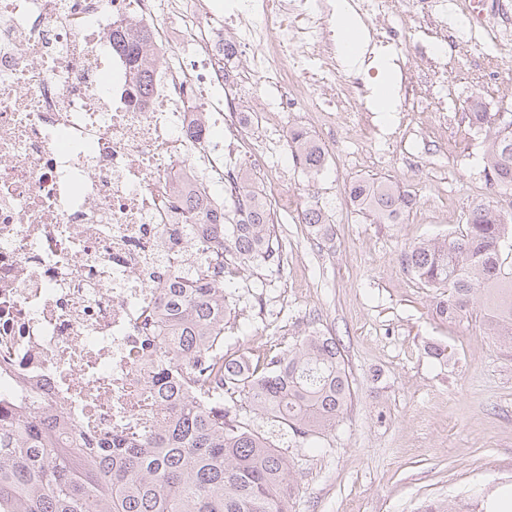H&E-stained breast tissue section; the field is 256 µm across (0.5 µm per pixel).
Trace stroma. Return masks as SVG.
<instances>
[{
	"label": "stroma",
	"instance_id": "stroma-1",
	"mask_svg": "<svg viewBox=\"0 0 512 512\" xmlns=\"http://www.w3.org/2000/svg\"><path fill=\"white\" fill-rule=\"evenodd\" d=\"M401 31L412 45L402 72L414 92L395 112L340 113L335 125L291 120L329 149L328 169L310 177L289 166L286 182L263 189L279 200L274 244L282 261L244 266L232 290L237 316L224 352L258 357L291 347L311 326L339 339L353 387L344 420L311 449L292 435L274 442L299 483L293 512H419L428 502L512 492V351L481 322L446 323L432 314L433 293L404 269L409 247L458 230L484 200L512 209V191L487 184L484 133L469 122L472 101L512 118V25L467 26L456 45L408 0ZM443 105L438 122L424 111ZM381 178L409 193L401 223L375 224L351 204L349 186ZM312 204L333 228L320 237L303 224ZM447 348V361L434 347Z\"/></svg>",
	"mask_w": 512,
	"mask_h": 512
}]
</instances>
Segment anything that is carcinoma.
Returning <instances> with one entry per match:
<instances>
[{
	"instance_id": "1",
	"label": "carcinoma",
	"mask_w": 512,
	"mask_h": 512,
	"mask_svg": "<svg viewBox=\"0 0 512 512\" xmlns=\"http://www.w3.org/2000/svg\"><path fill=\"white\" fill-rule=\"evenodd\" d=\"M149 36L112 34V47L147 79ZM470 123L490 129L486 181L512 189V120L495 123L474 102ZM296 163L311 176L326 155L303 128L289 132ZM234 210H209L200 235L211 251L189 280L175 275L161 320L173 336L161 338L166 355L157 367L156 397L170 420L148 439L120 434L60 439L62 422L25 414L0 421V512H292L298 485L270 432L247 418L267 416L316 448L344 418L353 398L340 345L313 329L288 352L252 363L224 353V319L231 314L232 271L224 256L245 265L273 260V218L240 182ZM350 201L375 224H399L413 198L392 183L361 180ZM402 265L439 291L433 313L444 322L479 315L490 334L512 350V213L478 202L463 230L421 243L401 255Z\"/></svg>"
}]
</instances>
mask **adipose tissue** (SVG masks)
Listing matches in <instances>:
<instances>
[{
    "label": "adipose tissue",
    "mask_w": 512,
    "mask_h": 512,
    "mask_svg": "<svg viewBox=\"0 0 512 512\" xmlns=\"http://www.w3.org/2000/svg\"><path fill=\"white\" fill-rule=\"evenodd\" d=\"M334 29L344 64L351 68L365 71L372 69L376 72L370 95L373 111H393L397 88L393 79L395 65L390 56L369 52L363 32L344 0H338L336 4Z\"/></svg>",
    "instance_id": "1"
}]
</instances>
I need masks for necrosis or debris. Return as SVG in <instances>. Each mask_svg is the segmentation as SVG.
Here are the masks:
<instances>
[{"label":"necrosis or debris","instance_id":"1","mask_svg":"<svg viewBox=\"0 0 512 512\" xmlns=\"http://www.w3.org/2000/svg\"><path fill=\"white\" fill-rule=\"evenodd\" d=\"M395 34L397 0H348ZM334 0H0V418L70 434L145 438L170 418L155 398L158 313L174 273L207 250L184 199L234 206L250 166L285 177L293 112L335 123L361 86L336 70ZM147 31L146 94L113 30ZM269 88L272 127L241 102ZM201 128L199 137L189 129Z\"/></svg>","mask_w":512,"mask_h":512}]
</instances>
